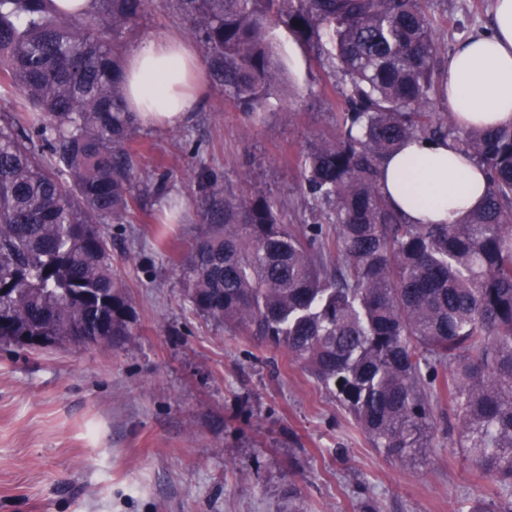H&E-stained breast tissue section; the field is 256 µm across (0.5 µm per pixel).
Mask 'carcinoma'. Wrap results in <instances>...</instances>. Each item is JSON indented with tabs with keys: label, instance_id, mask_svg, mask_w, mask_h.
<instances>
[{
	"label": "carcinoma",
	"instance_id": "1",
	"mask_svg": "<svg viewBox=\"0 0 512 512\" xmlns=\"http://www.w3.org/2000/svg\"><path fill=\"white\" fill-rule=\"evenodd\" d=\"M205 49L210 81L247 112L281 83L267 39L284 25L347 79L336 134L301 155L319 221L288 226L262 193L209 179L206 226L182 268L192 309L301 362L371 447L411 467L448 397L464 459L512 488V124L463 129L432 110L444 68L427 0H168ZM150 0H0V343L134 336L106 224H128L140 167L128 147V34ZM411 139L470 155L489 179L454 224H412L380 188Z\"/></svg>",
	"mask_w": 512,
	"mask_h": 512
}]
</instances>
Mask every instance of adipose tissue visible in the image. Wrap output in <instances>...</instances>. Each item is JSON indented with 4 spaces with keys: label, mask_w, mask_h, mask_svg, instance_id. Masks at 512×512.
<instances>
[{
    "label": "adipose tissue",
    "mask_w": 512,
    "mask_h": 512,
    "mask_svg": "<svg viewBox=\"0 0 512 512\" xmlns=\"http://www.w3.org/2000/svg\"><path fill=\"white\" fill-rule=\"evenodd\" d=\"M204 64L181 36L149 39L127 57L128 109L137 122L183 124L197 102ZM442 93L462 127L512 123V0H494L492 31L475 35L450 55ZM381 190L411 222L452 224L487 194L482 167L447 144L406 143L381 166Z\"/></svg>",
    "instance_id": "ef3b65f1"
}]
</instances>
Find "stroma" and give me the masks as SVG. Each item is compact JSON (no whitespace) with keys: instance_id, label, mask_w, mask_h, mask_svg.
Returning a JSON list of instances; mask_svg holds the SVG:
<instances>
[{"instance_id":"35a3bbf8","label":"stroma","mask_w":512,"mask_h":512,"mask_svg":"<svg viewBox=\"0 0 512 512\" xmlns=\"http://www.w3.org/2000/svg\"><path fill=\"white\" fill-rule=\"evenodd\" d=\"M441 58L491 30L492 0H430ZM176 32L152 0L131 45ZM280 87L247 113L206 83L181 126L138 125L137 161L167 173L135 184L136 215L112 225V267L128 287L130 345L21 349L0 344V512H468L492 482L457 446L447 401L433 446L406 469L372 448L301 364L192 311L181 286L204 230L205 175L225 193L280 201L308 224L298 158L336 132L346 82L287 27L269 30Z\"/></svg>"}]
</instances>
